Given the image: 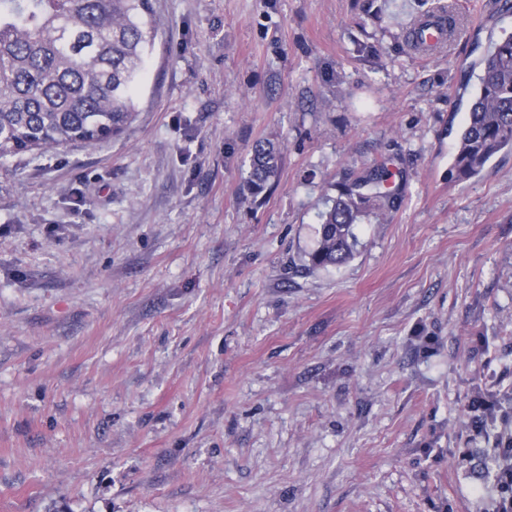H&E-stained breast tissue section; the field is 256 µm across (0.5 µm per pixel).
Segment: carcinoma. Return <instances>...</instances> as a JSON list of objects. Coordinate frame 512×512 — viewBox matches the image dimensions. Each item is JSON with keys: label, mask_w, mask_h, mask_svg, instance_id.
Here are the masks:
<instances>
[{"label": "carcinoma", "mask_w": 512, "mask_h": 512, "mask_svg": "<svg viewBox=\"0 0 512 512\" xmlns=\"http://www.w3.org/2000/svg\"><path fill=\"white\" fill-rule=\"evenodd\" d=\"M151 0H0V159L89 145L123 134L155 45ZM512 152V33L494 44L457 136L454 167L478 175L499 153ZM280 145L253 146L249 194L272 188ZM387 174L339 186L322 212L310 269L354 258V224L383 221L396 197L378 190Z\"/></svg>", "instance_id": "1"}]
</instances>
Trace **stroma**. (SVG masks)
<instances>
[{"label":"stroma","instance_id":"35a3bbf8","mask_svg":"<svg viewBox=\"0 0 512 512\" xmlns=\"http://www.w3.org/2000/svg\"><path fill=\"white\" fill-rule=\"evenodd\" d=\"M449 3L453 42L410 50ZM152 6L129 129L0 159V512H493L468 452L512 436V152L462 178L454 130L512 12ZM377 166L396 209L307 269ZM480 392L504 413L478 432ZM281 147L271 140L259 141L253 146L247 189L251 196H258L272 188L281 160Z\"/></svg>","mask_w":512,"mask_h":512}]
</instances>
